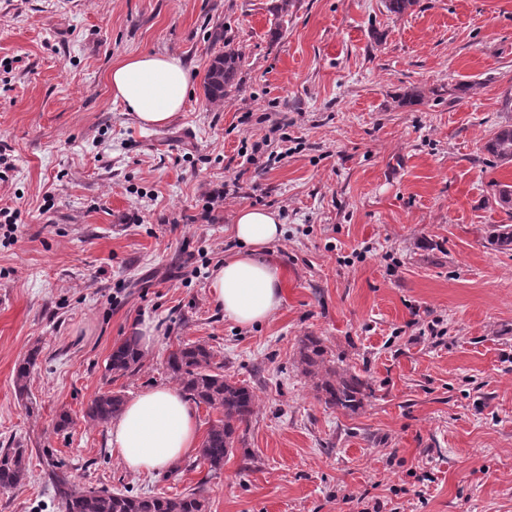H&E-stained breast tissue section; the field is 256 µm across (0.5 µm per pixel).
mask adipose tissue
<instances>
[{
    "mask_svg": "<svg viewBox=\"0 0 512 512\" xmlns=\"http://www.w3.org/2000/svg\"><path fill=\"white\" fill-rule=\"evenodd\" d=\"M112 95L142 124L162 126L183 110L190 90L187 67L177 57L142 54L126 58L111 73ZM240 251L225 260L210 283L213 302L242 326L268 319L281 305V276L264 253L284 234L277 212L238 208L232 226ZM198 420L181 391L156 386L128 400L113 421L110 444L128 471L157 472L197 448Z\"/></svg>",
    "mask_w": 512,
    "mask_h": 512,
    "instance_id": "obj_1",
    "label": "adipose tissue"
}]
</instances>
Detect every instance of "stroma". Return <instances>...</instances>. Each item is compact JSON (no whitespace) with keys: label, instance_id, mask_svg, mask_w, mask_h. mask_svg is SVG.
I'll return each mask as SVG.
<instances>
[{"label":"stroma","instance_id":"35a3bbf8","mask_svg":"<svg viewBox=\"0 0 512 512\" xmlns=\"http://www.w3.org/2000/svg\"><path fill=\"white\" fill-rule=\"evenodd\" d=\"M0 0V448L28 476L0 512H60L53 469L75 488L175 496L204 486L208 512H512V251L498 185L512 163L484 151L512 124V0ZM242 52L240 90L211 108L210 34ZM184 60L196 88L146 127L112 97L124 58ZM286 122L269 137L262 114ZM269 137L258 169L246 148ZM277 211L268 256L282 304L241 327L210 297L239 247L243 195ZM437 321L438 335L421 324ZM153 326L135 373L115 344ZM320 337L374 395L326 408L297 360ZM216 352L259 405L221 472H128L98 393L172 384L179 343ZM39 349L31 406L14 370ZM71 426L55 430L60 412Z\"/></svg>","mask_w":512,"mask_h":512}]
</instances>
